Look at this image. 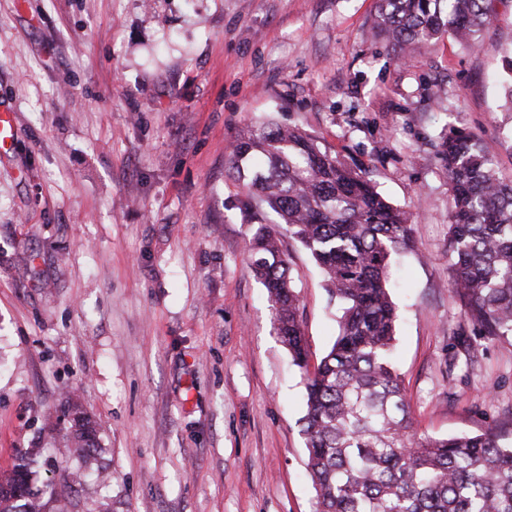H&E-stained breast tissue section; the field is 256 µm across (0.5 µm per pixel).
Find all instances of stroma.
Listing matches in <instances>:
<instances>
[{"instance_id": "stroma-1", "label": "stroma", "mask_w": 512, "mask_h": 512, "mask_svg": "<svg viewBox=\"0 0 512 512\" xmlns=\"http://www.w3.org/2000/svg\"><path fill=\"white\" fill-rule=\"evenodd\" d=\"M375 0H0V472L42 446L38 485L68 512H313L305 379L248 260L245 189L228 173L247 124L299 127L416 213L397 260L394 358L413 430L512 438V338L454 362L472 335L451 289L448 127L512 178L496 76L512 0L464 48L404 55ZM317 363L339 315L293 240ZM97 424L110 477L72 482L66 394Z\"/></svg>"}]
</instances>
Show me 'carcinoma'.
<instances>
[{
	"instance_id": "obj_1",
	"label": "carcinoma",
	"mask_w": 512,
	"mask_h": 512,
	"mask_svg": "<svg viewBox=\"0 0 512 512\" xmlns=\"http://www.w3.org/2000/svg\"><path fill=\"white\" fill-rule=\"evenodd\" d=\"M497 18L496 0H378V34L402 50L443 35L465 45ZM437 158L450 191L448 263L453 293L477 337H512V180L463 127L441 136ZM232 170L246 181L255 226L251 267L267 291L273 326L305 370L301 433L315 492L314 512H512V439L494 428L450 437L413 433L405 387L392 362L398 313L390 268L415 252L414 215L392 204L360 168L311 133L265 122L236 136ZM280 219L277 231L267 219ZM305 248L339 305L338 334L308 370L309 353L292 259L281 236ZM96 429L69 433L66 452L98 466ZM38 448L0 474L12 493L0 512H48L30 488Z\"/></svg>"
}]
</instances>
